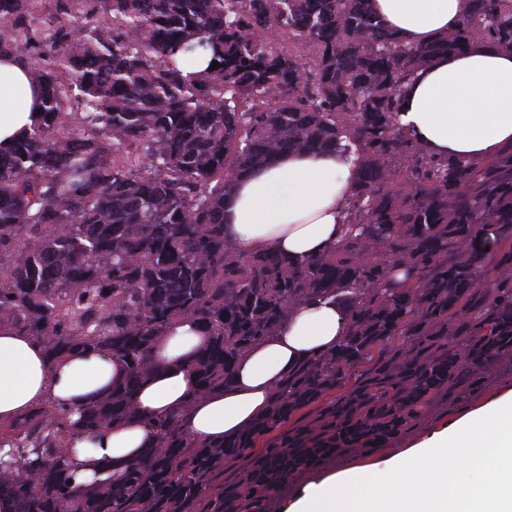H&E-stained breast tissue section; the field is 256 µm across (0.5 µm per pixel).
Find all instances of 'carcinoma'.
<instances>
[{"mask_svg": "<svg viewBox=\"0 0 512 512\" xmlns=\"http://www.w3.org/2000/svg\"><path fill=\"white\" fill-rule=\"evenodd\" d=\"M42 3L0 0V57L42 89L39 117L0 151V329L52 362L107 350L127 375L76 420L45 401L0 425L11 512H272L298 475L402 433L512 361V147L436 158L398 122L402 85L434 56L512 51V0H473L416 47L370 0H56L41 23ZM197 55L217 69H191ZM326 150L358 160L341 241L299 264L224 241L237 178ZM478 235L496 248L474 250ZM323 296L348 310L347 335L289 373L250 430L196 445L175 414L151 423L156 443L118 479L77 481L65 449L136 418L172 325L190 317L211 337L192 364L209 392L294 305ZM303 410L312 424L288 426Z\"/></svg>", "mask_w": 512, "mask_h": 512, "instance_id": "1", "label": "carcinoma"}]
</instances>
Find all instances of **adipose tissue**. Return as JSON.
Here are the masks:
<instances>
[{
  "instance_id": "obj_1",
  "label": "adipose tissue",
  "mask_w": 512,
  "mask_h": 512,
  "mask_svg": "<svg viewBox=\"0 0 512 512\" xmlns=\"http://www.w3.org/2000/svg\"><path fill=\"white\" fill-rule=\"evenodd\" d=\"M404 44L430 43L454 29L472 0H371ZM40 92L18 63L0 61V145L35 120ZM399 123L434 155L494 157L512 145V52L487 43L441 55L401 90ZM357 181L353 157L330 150L286 152L238 178L224 199V237L243 252L271 250L299 262L345 232L342 208ZM347 311L334 298L294 306L275 335L236 361L223 389L201 392L192 368L209 338L179 320L153 351L156 369L134 398L132 422L79 438L69 464L80 481L118 478L155 444L151 421L181 414L198 444L237 437L267 410L289 372L336 348ZM125 375L103 350L49 361L32 337L0 330V423L45 401L78 410ZM287 512H512V392L454 420L402 454L308 483Z\"/></svg>"
}]
</instances>
